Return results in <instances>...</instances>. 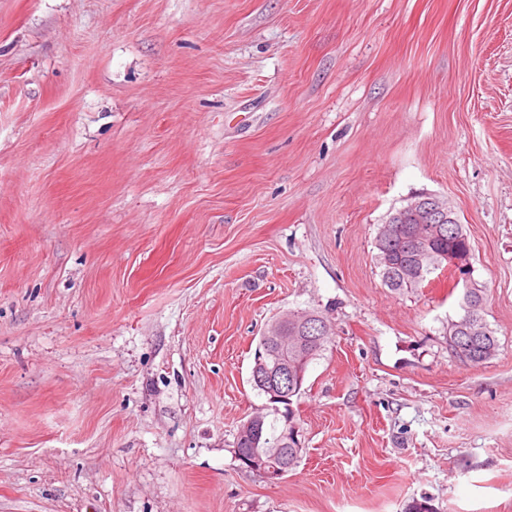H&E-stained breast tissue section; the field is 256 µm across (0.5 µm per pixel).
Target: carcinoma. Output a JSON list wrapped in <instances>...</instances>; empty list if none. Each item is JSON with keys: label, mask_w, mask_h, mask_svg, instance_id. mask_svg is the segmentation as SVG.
<instances>
[{"label": "carcinoma", "mask_w": 512, "mask_h": 512, "mask_svg": "<svg viewBox=\"0 0 512 512\" xmlns=\"http://www.w3.org/2000/svg\"><path fill=\"white\" fill-rule=\"evenodd\" d=\"M402 233L412 236L416 233L422 235L428 244L431 258H438L440 254L448 251H470L472 246L463 226L455 224H384L379 232L382 237L391 233ZM377 266L386 286L394 291L412 290L420 287L429 276L425 265L428 258H418L415 253L397 245H389V255L383 257L376 255ZM486 302L484 291L472 287L469 293L463 296L462 304L478 305L473 314L480 318V322L469 329L465 320L470 312L463 311L458 323L448 328V346L460 362L470 365H483L494 359L499 351L500 342L494 331L489 327L482 315V305Z\"/></svg>", "instance_id": "cac0c4a2"}]
</instances>
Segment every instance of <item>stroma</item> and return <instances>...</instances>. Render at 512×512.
<instances>
[{
    "label": "stroma",
    "mask_w": 512,
    "mask_h": 512,
    "mask_svg": "<svg viewBox=\"0 0 512 512\" xmlns=\"http://www.w3.org/2000/svg\"><path fill=\"white\" fill-rule=\"evenodd\" d=\"M448 201L464 294L375 261ZM334 334L242 467L273 318ZM512 512V0H0V512ZM453 214L454 211L448 207V204L436 196H425L409 202L400 209L399 214L395 215L400 222L383 224L375 243L378 251L376 261L383 282L394 291L419 288L431 271L440 268H448L457 276L458 281H464L465 288H469V294L464 293L461 304L463 314L458 318L459 324L450 323L454 321L453 319L448 322V346L460 362L470 366H479L497 356L500 342L482 315L486 302L484 291L475 285L470 288L471 262L469 254L455 253L440 257L441 253H448V250L453 252L470 251L472 257V246L462 224H459L456 217L455 224H448L455 221ZM447 215V223L442 224L446 221ZM419 224L422 225L419 226ZM393 232H395V236L399 232L404 236H413L415 233H419L424 237L428 244V251L433 255L421 257L419 261L418 256L412 251L404 247L400 248L397 244H391L388 258L381 256L380 254L383 252L377 246L378 237L388 238ZM434 258H439V261L434 263L428 272V260ZM465 304L480 305L479 308H474L473 312L477 318H480V322L473 326L475 332L470 331L469 327L463 323L472 314L465 309ZM259 415L263 419L261 440H265L267 445H274L281 434L276 421L266 422V415ZM256 416L258 415L251 416L244 421L240 429L241 442L252 446V448L243 447L237 438L236 456L245 468L264 475L271 482H276L288 473V465L281 460L283 452L288 450V448H282L288 446V413L284 412L287 423L283 427L282 435L277 443L278 448H257L261 441L259 431L261 419Z\"/></svg>",
    "instance_id": "stroma-1"
}]
</instances>
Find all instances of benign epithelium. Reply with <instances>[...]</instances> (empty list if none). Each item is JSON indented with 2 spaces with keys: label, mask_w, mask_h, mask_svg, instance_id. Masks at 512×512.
I'll return each instance as SVG.
<instances>
[{
  "label": "benign epithelium",
  "mask_w": 512,
  "mask_h": 512,
  "mask_svg": "<svg viewBox=\"0 0 512 512\" xmlns=\"http://www.w3.org/2000/svg\"><path fill=\"white\" fill-rule=\"evenodd\" d=\"M454 211L448 204L436 196H425L409 202L400 209L397 218L402 224H441L448 220L454 221ZM446 268L453 272L457 279L464 281L465 288H470L471 262L470 256L465 253L442 256L433 264V269ZM332 332V325L322 316L299 310L289 317L272 323L260 336L259 345L254 356V368L264 370V374L255 375L254 381L267 393V399L274 410L279 405L292 407V389L294 381L301 380L302 372L283 364L279 369L270 371L266 369V351L269 342H274L282 351H300L309 347L305 337L326 336ZM261 420L251 416L243 422L240 429V440L247 444L245 448L236 449L237 459L241 464L252 471L264 475L271 482L282 479L288 473V465L282 461L284 446L288 445V438L298 439V431L288 432L283 427L282 435L276 448H261L259 425Z\"/></svg>",
  "instance_id": "1"
}]
</instances>
